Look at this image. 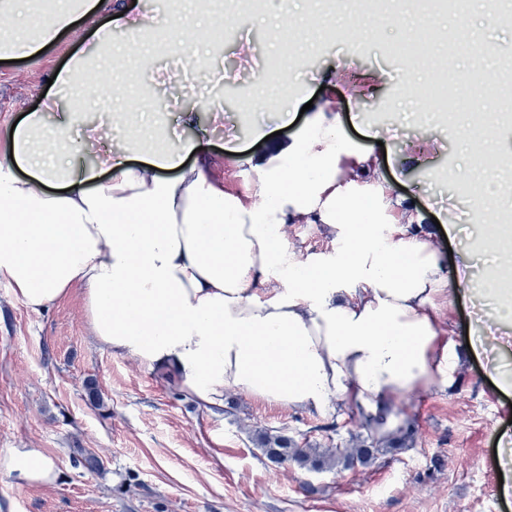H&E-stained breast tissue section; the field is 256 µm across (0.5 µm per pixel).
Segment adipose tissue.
Wrapping results in <instances>:
<instances>
[{"instance_id":"obj_1","label":"adipose tissue","mask_w":512,"mask_h":512,"mask_svg":"<svg viewBox=\"0 0 512 512\" xmlns=\"http://www.w3.org/2000/svg\"><path fill=\"white\" fill-rule=\"evenodd\" d=\"M195 2L179 20L189 58L222 33L209 0ZM92 18L95 49L114 47L153 67L139 35L169 21L167 0L150 9L117 0L107 13L100 0H48L34 13L25 0H0V59L37 54ZM117 27L127 38L116 47ZM85 72V55H75L53 83L97 98L108 83L122 99L107 69L90 81ZM76 118L61 113L50 128L35 109L0 143V281L28 310L84 287L100 345L170 375L210 409L223 407L228 390L296 409L336 401L388 431L393 400L447 385L458 357L437 300L450 275L436 243L411 233L420 217L402 198L363 191L378 162L343 136L329 97L287 147L254 164L246 198L212 177L193 142L130 163L136 126L111 140L104 158L72 164ZM392 211L399 221L389 220ZM291 224L325 225L330 249L299 254L286 238ZM500 266L480 292L496 299L506 329L512 250ZM5 468L22 484L57 477L30 448L10 449Z\"/></svg>"}]
</instances>
